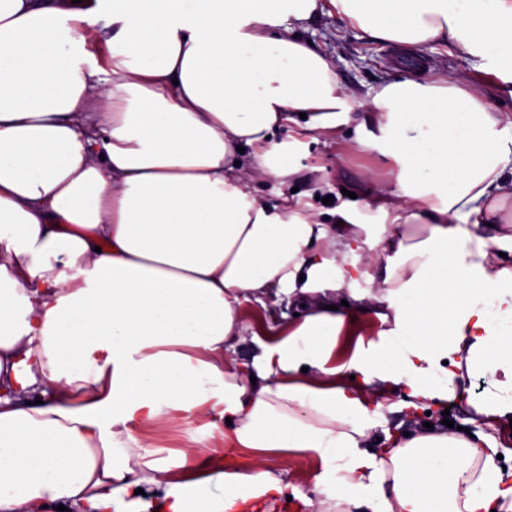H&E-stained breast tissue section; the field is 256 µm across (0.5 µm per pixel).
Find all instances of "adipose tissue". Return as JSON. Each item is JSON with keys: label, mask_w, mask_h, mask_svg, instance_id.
I'll return each mask as SVG.
<instances>
[{"label": "adipose tissue", "mask_w": 512, "mask_h": 512, "mask_svg": "<svg viewBox=\"0 0 512 512\" xmlns=\"http://www.w3.org/2000/svg\"><path fill=\"white\" fill-rule=\"evenodd\" d=\"M328 10L512 76V0H0V512H233L284 495L283 453L314 459L335 512H512L496 439L381 420L403 388L512 426V120L455 81L395 79L357 127L398 169L372 197L383 235L359 238L352 205L332 224L267 206L256 178L293 172L276 131L353 110L290 26ZM283 293L292 324L247 335L240 305ZM364 311L384 330L333 366ZM191 414L207 438L153 444Z\"/></svg>", "instance_id": "1"}]
</instances>
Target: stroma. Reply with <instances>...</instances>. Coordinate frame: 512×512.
<instances>
[{
	"instance_id": "35a3bbf8",
	"label": "stroma",
	"mask_w": 512,
	"mask_h": 512,
	"mask_svg": "<svg viewBox=\"0 0 512 512\" xmlns=\"http://www.w3.org/2000/svg\"><path fill=\"white\" fill-rule=\"evenodd\" d=\"M299 34L331 60L341 87L354 103L363 102L369 88L406 74L424 83L456 79L468 91L486 96L496 110L512 115V98L498 94L500 80L489 64L449 46L377 40L359 27L342 25L332 13L308 23ZM360 119V111L350 112L346 124L327 133L308 131L293 123L281 129L275 141L289 144L294 172L284 179L264 177L256 181L254 187L262 202L274 206L294 192L307 214L331 224L335 221L333 210L342 202L341 191L355 193L362 202L373 185L395 186L397 169L384 163L375 149L356 141ZM326 196L331 197V204H323Z\"/></svg>"
}]
</instances>
